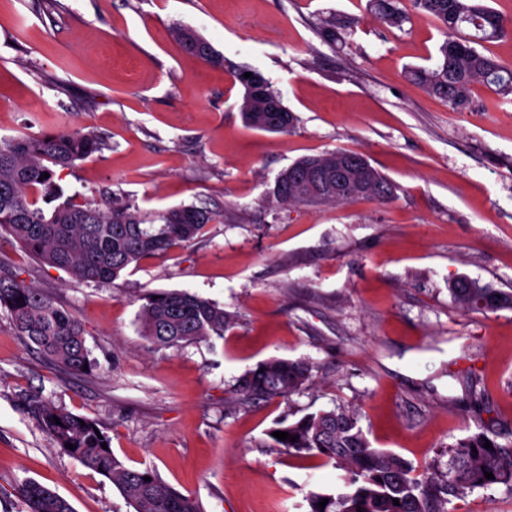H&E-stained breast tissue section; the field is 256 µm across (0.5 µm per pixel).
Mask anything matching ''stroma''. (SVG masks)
Listing matches in <instances>:
<instances>
[{
  "label": "stroma",
  "mask_w": 512,
  "mask_h": 512,
  "mask_svg": "<svg viewBox=\"0 0 512 512\" xmlns=\"http://www.w3.org/2000/svg\"><path fill=\"white\" fill-rule=\"evenodd\" d=\"M348 21L326 42L322 20ZM190 28L224 57L185 53ZM444 36L403 28L367 0H0V136L103 134L62 173L76 201L106 190L143 210L208 205L202 237L85 283L0 237V263L80 321L94 361L57 367L0 309V512L36 480L76 512H135L108 479L53 447L36 398L96 421L113 453L199 499L204 512H310L340 470L274 448L271 429L323 410L360 414L373 447L414 469H448V447L512 432V310L455 304L460 276L512 292V96L475 86L469 112L412 83ZM236 69L260 72L298 118L289 134L246 128ZM362 153L394 199L287 206L273 190L295 160ZM186 289L223 307V339L152 345L148 290ZM272 357L313 363L285 398L235 402L238 378ZM448 512H512V487L452 499Z\"/></svg>",
  "instance_id": "1"
}]
</instances>
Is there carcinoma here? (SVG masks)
I'll return each mask as SVG.
<instances>
[{"label": "carcinoma", "instance_id": "cac0c4a2", "mask_svg": "<svg viewBox=\"0 0 512 512\" xmlns=\"http://www.w3.org/2000/svg\"><path fill=\"white\" fill-rule=\"evenodd\" d=\"M420 14L436 21L444 33L434 65L409 71L410 80L427 93L464 112L471 90L483 84L499 96L512 94V65L479 50L485 42L512 33V18L484 4V0H410ZM403 0H369V9L381 22L402 27L408 14ZM177 38L185 50L211 64H224L220 55L195 31L181 28ZM263 98L245 92L241 106L244 123L265 130L253 112L263 100L276 99L268 80L256 79ZM107 146L95 132L59 131L0 138V233L10 235L21 248L44 264L67 271L83 282H105L141 258L166 252L201 237L205 227L224 219L207 206L179 205L161 211H142L102 194L104 203L60 200L57 173ZM347 150L305 156L301 168L282 172L274 195L285 205L344 204L361 197L389 201L396 185L372 169L370 188L359 196L316 193L311 186L336 170V160ZM49 177L40 179L43 173ZM449 291L461 307L476 312L512 309V293H505L468 277L454 281ZM138 313L143 335L160 347L222 339L230 317L211 300L187 290H151L141 296ZM0 308L8 311L17 333L35 344L62 369L83 373L93 367L84 331L67 309L13 273L0 274ZM313 365L306 360L271 358L243 375L236 401L247 403L289 396L309 385ZM29 412L51 443L84 467L109 479L136 507V512H203L197 498L163 481L150 467L132 468L101 447L106 435L94 431L97 423L42 400H31ZM61 424H55V419ZM296 441L274 439L291 456H318L344 472L346 490L337 495L310 492V512H448V497L493 484L512 485V440L499 443L477 433L450 446L448 472L426 467L415 474L400 456L372 447L359 414L349 410L320 411L280 428ZM490 442L492 448L484 447ZM74 445L69 449L66 444ZM493 474L487 479L484 472ZM24 512H76L52 489L26 480L16 489ZM328 500L325 507L319 502ZM399 504H394V501Z\"/></svg>", "mask_w": 512, "mask_h": 512}]
</instances>
